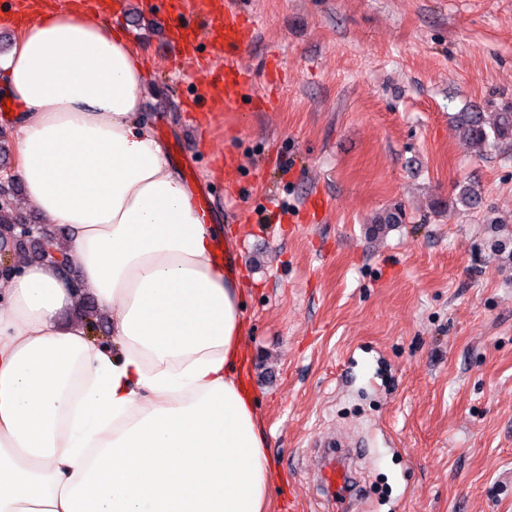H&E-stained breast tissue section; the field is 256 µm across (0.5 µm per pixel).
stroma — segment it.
I'll return each instance as SVG.
<instances>
[{
	"label": "stroma",
	"mask_w": 512,
	"mask_h": 512,
	"mask_svg": "<svg viewBox=\"0 0 512 512\" xmlns=\"http://www.w3.org/2000/svg\"><path fill=\"white\" fill-rule=\"evenodd\" d=\"M117 2L139 121L244 277L270 512H327L332 431L365 444L361 512H512V144L477 156L452 123L512 109V0H238L253 83L204 131L184 105L209 70Z\"/></svg>",
	"instance_id": "1"
}]
</instances>
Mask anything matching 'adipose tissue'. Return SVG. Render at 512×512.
<instances>
[{
    "label": "adipose tissue",
    "mask_w": 512,
    "mask_h": 512,
    "mask_svg": "<svg viewBox=\"0 0 512 512\" xmlns=\"http://www.w3.org/2000/svg\"><path fill=\"white\" fill-rule=\"evenodd\" d=\"M144 89L127 38L79 11L0 59L13 176L77 266L29 262L0 291V512H267L243 290L139 121ZM81 293L109 342L63 321Z\"/></svg>",
    "instance_id": "1"
}]
</instances>
